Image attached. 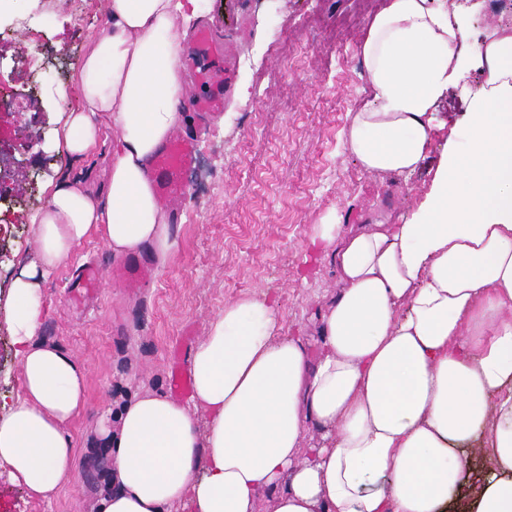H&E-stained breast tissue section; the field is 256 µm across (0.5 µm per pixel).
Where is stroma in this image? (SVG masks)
<instances>
[{
    "mask_svg": "<svg viewBox=\"0 0 512 512\" xmlns=\"http://www.w3.org/2000/svg\"><path fill=\"white\" fill-rule=\"evenodd\" d=\"M388 0H198L192 27L209 26L224 46V112L206 132L196 114L183 131L199 137L185 173L186 196L170 205L173 246L141 288L113 282L117 265L90 235L42 283L47 314L40 340L87 366L86 405L70 423L75 472L57 498H28L0 473V512H103L110 479L87 482L118 431L119 411L137 395L169 392L173 364L189 352L227 301L260 289L275 295L289 331L309 355L328 260L309 246L312 225L336 212L342 223L409 220L431 187L442 151L459 130L483 77L472 72L437 108L427 157L408 176L367 173L346 149L349 113L372 98L359 52ZM469 21V40L512 28L507 0H435ZM105 0H0V393H15L20 366L5 319L13 278L34 256L31 218L50 183L99 184L111 132L90 158L72 162L55 145L61 112L77 107L74 79L91 39L109 27ZM102 273L98 294L74 297L86 266Z\"/></svg>",
    "mask_w": 512,
    "mask_h": 512,
    "instance_id": "stroma-1",
    "label": "stroma"
}]
</instances>
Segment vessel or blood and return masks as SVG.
<instances>
[{"label":"vessel or blood","instance_id":"vessel-or-blood-1","mask_svg":"<svg viewBox=\"0 0 512 512\" xmlns=\"http://www.w3.org/2000/svg\"><path fill=\"white\" fill-rule=\"evenodd\" d=\"M195 54L209 58L210 63L201 73L202 79L212 84L214 93L193 100L196 111L206 115L217 114L224 109L222 89L226 81L222 51L208 29H200L194 39ZM196 144L193 139L176 136L171 138L152 158L150 166L155 188L160 200L173 202L185 194L182 175L194 162Z\"/></svg>","mask_w":512,"mask_h":512}]
</instances>
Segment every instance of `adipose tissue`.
<instances>
[{
  "mask_svg": "<svg viewBox=\"0 0 512 512\" xmlns=\"http://www.w3.org/2000/svg\"><path fill=\"white\" fill-rule=\"evenodd\" d=\"M196 2L105 0L112 24L75 76L82 106L57 131L80 161L104 117L112 148L101 191L53 185L32 270L8 290L22 392L0 400V469L34 499L73 476L66 427L87 377L38 339L37 275L96 232L118 256L169 254L148 163L185 119L177 23ZM360 52L373 99L343 137L373 175L415 172L438 103L465 72L484 77L426 200L403 224L312 226L337 274L316 358L269 291L226 302L191 350L189 403L148 392L120 413L104 512H512V29L471 42L456 13L391 0Z\"/></svg>",
  "mask_w": 512,
  "mask_h": 512,
  "instance_id": "ef3b65f1",
  "label": "adipose tissue"
}]
</instances>
